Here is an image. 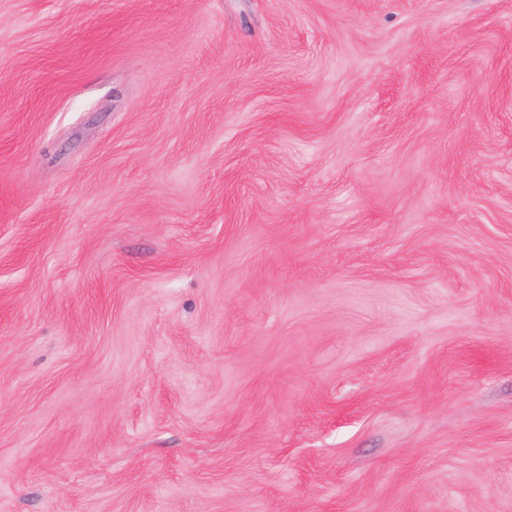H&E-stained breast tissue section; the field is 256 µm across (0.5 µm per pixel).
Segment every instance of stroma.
Here are the masks:
<instances>
[{
    "instance_id": "1",
    "label": "stroma",
    "mask_w": 512,
    "mask_h": 512,
    "mask_svg": "<svg viewBox=\"0 0 512 512\" xmlns=\"http://www.w3.org/2000/svg\"><path fill=\"white\" fill-rule=\"evenodd\" d=\"M0 512H512V0H0Z\"/></svg>"
}]
</instances>
